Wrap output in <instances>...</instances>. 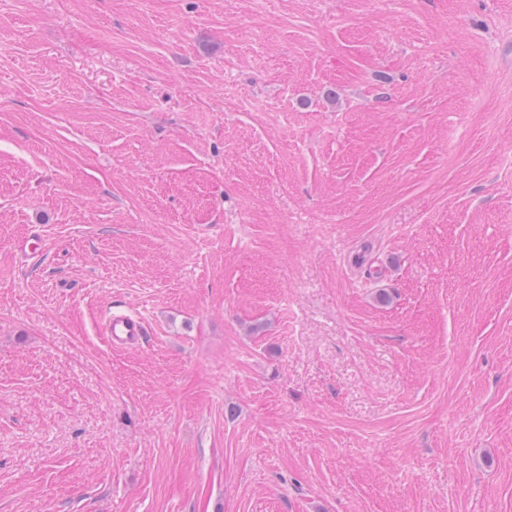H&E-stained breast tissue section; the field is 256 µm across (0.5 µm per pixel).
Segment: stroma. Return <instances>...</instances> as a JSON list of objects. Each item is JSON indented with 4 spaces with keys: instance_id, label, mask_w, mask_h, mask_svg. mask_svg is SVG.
Instances as JSON below:
<instances>
[{
    "instance_id": "stroma-1",
    "label": "stroma",
    "mask_w": 512,
    "mask_h": 512,
    "mask_svg": "<svg viewBox=\"0 0 512 512\" xmlns=\"http://www.w3.org/2000/svg\"><path fill=\"white\" fill-rule=\"evenodd\" d=\"M0 512H512V0H0ZM103 335L112 348L130 349L145 341L149 326L137 314L111 313L103 325Z\"/></svg>"
}]
</instances>
